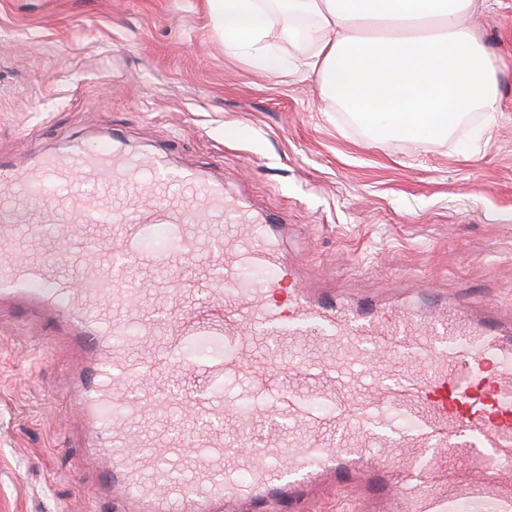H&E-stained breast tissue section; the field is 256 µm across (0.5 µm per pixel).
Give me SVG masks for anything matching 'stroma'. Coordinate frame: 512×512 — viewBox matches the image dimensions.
<instances>
[{
    "label": "stroma",
    "mask_w": 512,
    "mask_h": 512,
    "mask_svg": "<svg viewBox=\"0 0 512 512\" xmlns=\"http://www.w3.org/2000/svg\"><path fill=\"white\" fill-rule=\"evenodd\" d=\"M472 25L499 69L500 111L447 139L385 137L320 96L287 27L228 48L207 0H0V157L116 132L220 177L279 217L304 281L344 303L487 298L512 323V0ZM64 329L0 304V512H111L102 462L65 397Z\"/></svg>",
    "instance_id": "stroma-1"
}]
</instances>
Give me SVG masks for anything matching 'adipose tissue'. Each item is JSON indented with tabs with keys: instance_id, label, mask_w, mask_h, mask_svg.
Returning <instances> with one entry per match:
<instances>
[{
	"instance_id": "1",
	"label": "adipose tissue",
	"mask_w": 512,
	"mask_h": 512,
	"mask_svg": "<svg viewBox=\"0 0 512 512\" xmlns=\"http://www.w3.org/2000/svg\"><path fill=\"white\" fill-rule=\"evenodd\" d=\"M216 29L233 47L259 44L280 20L257 0H208ZM475 0H282L311 17L300 61L322 96L367 124L407 138L442 136L474 110L500 109L497 71L466 25Z\"/></svg>"
}]
</instances>
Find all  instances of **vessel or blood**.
<instances>
[{
  "label": "vessel or blood",
  "instance_id": "vessel-or-blood-1",
  "mask_svg": "<svg viewBox=\"0 0 512 512\" xmlns=\"http://www.w3.org/2000/svg\"><path fill=\"white\" fill-rule=\"evenodd\" d=\"M157 232L169 248L144 250ZM60 248L70 262L49 259ZM4 301L68 327L85 359L73 406L106 457L94 495L130 512H258L271 497L305 512L324 484L343 485L356 512H512V335L489 304L436 317L336 304L305 287L272 225L165 149L110 137L0 162ZM313 339L318 352L293 364L275 354ZM228 404L234 427H253L251 454L221 432L187 444L148 434L143 454L129 444L128 422L187 406L220 418ZM281 419L304 437L281 445ZM447 455L469 469L449 471ZM155 465L186 477L146 480Z\"/></svg>",
  "mask_w": 512,
  "mask_h": 512
}]
</instances>
